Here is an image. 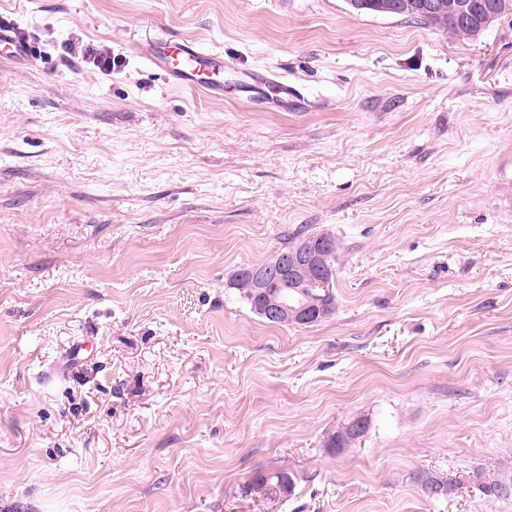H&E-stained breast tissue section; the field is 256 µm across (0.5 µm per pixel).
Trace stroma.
Segmentation results:
<instances>
[{
    "instance_id": "obj_1",
    "label": "stroma",
    "mask_w": 512,
    "mask_h": 512,
    "mask_svg": "<svg viewBox=\"0 0 512 512\" xmlns=\"http://www.w3.org/2000/svg\"><path fill=\"white\" fill-rule=\"evenodd\" d=\"M2 21L34 55L0 56V512H512L414 478L512 483V30L348 0ZM156 34L223 51V95L147 68ZM304 229L340 244L335 310L268 323L230 278Z\"/></svg>"
}]
</instances>
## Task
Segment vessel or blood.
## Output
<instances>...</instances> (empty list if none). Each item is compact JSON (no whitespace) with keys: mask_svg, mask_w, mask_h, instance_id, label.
<instances>
[{"mask_svg":"<svg viewBox=\"0 0 512 512\" xmlns=\"http://www.w3.org/2000/svg\"><path fill=\"white\" fill-rule=\"evenodd\" d=\"M0 51L13 58H27L33 53L29 42L20 40L12 27L4 25H0ZM142 57L148 67L162 70L172 85L210 95L224 91V56L213 48L160 36Z\"/></svg>","mask_w":512,"mask_h":512,"instance_id":"obj_1","label":"vessel or blood"}]
</instances>
